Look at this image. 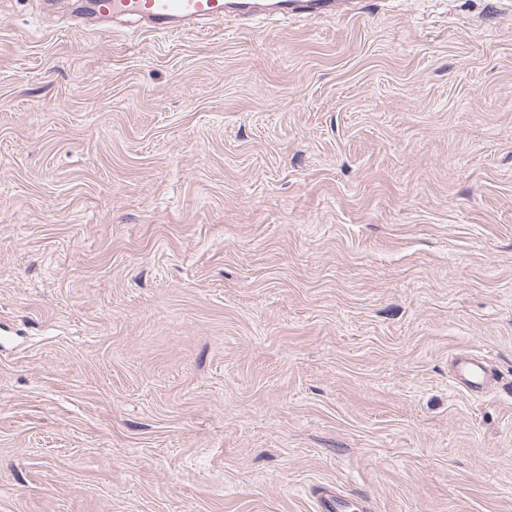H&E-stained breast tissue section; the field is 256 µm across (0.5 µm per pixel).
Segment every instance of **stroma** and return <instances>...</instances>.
<instances>
[{"label": "stroma", "instance_id": "1", "mask_svg": "<svg viewBox=\"0 0 512 512\" xmlns=\"http://www.w3.org/2000/svg\"><path fill=\"white\" fill-rule=\"evenodd\" d=\"M75 6L0 0V512H512V0ZM355 0H84V15L95 20L126 19L158 35L205 31L224 21L270 17H334ZM492 371L487 361L476 355H462L453 364V383L470 395L479 397L487 390ZM318 511L319 512H369L370 508L366 506V501L355 505L354 499L349 495L343 493L336 487L333 489H325L319 494Z\"/></svg>", "mask_w": 512, "mask_h": 512}]
</instances>
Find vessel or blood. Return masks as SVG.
I'll list each match as a JSON object with an SVG mask.
<instances>
[{"label": "vessel or blood", "instance_id": "b4317fda", "mask_svg": "<svg viewBox=\"0 0 512 512\" xmlns=\"http://www.w3.org/2000/svg\"><path fill=\"white\" fill-rule=\"evenodd\" d=\"M349 0H83L84 15L95 20L126 19L158 35L204 31L227 21H263L272 17H333ZM453 382L470 395L485 393L492 371L487 361L466 354L453 364ZM318 512H369L340 490L321 492Z\"/></svg>", "mask_w": 512, "mask_h": 512}]
</instances>
